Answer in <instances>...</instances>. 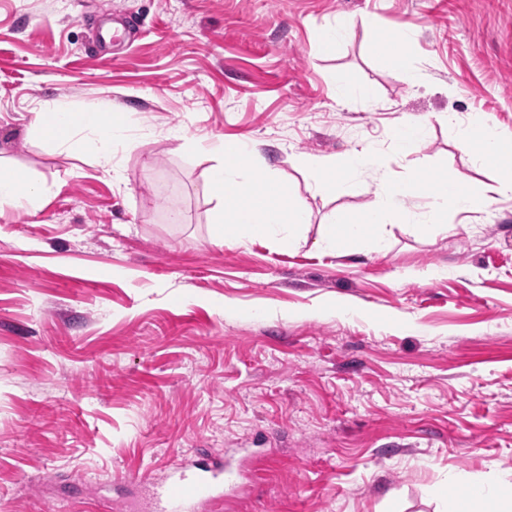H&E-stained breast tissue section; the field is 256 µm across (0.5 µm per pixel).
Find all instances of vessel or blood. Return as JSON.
<instances>
[{
    "label": "vessel or blood",
    "instance_id": "1",
    "mask_svg": "<svg viewBox=\"0 0 512 512\" xmlns=\"http://www.w3.org/2000/svg\"><path fill=\"white\" fill-rule=\"evenodd\" d=\"M238 476L213 455L179 464L154 490L152 512H210L223 505L225 494L235 492Z\"/></svg>",
    "mask_w": 512,
    "mask_h": 512
}]
</instances>
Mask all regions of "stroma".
I'll list each match as a JSON object with an SVG mask.
<instances>
[{
  "label": "stroma",
  "mask_w": 512,
  "mask_h": 512,
  "mask_svg": "<svg viewBox=\"0 0 512 512\" xmlns=\"http://www.w3.org/2000/svg\"><path fill=\"white\" fill-rule=\"evenodd\" d=\"M87 13L140 33L99 53ZM406 23L412 82L379 50ZM341 75L371 97L340 99ZM104 101L136 140L112 174L28 132ZM448 112L512 138V0H0V163L46 189L0 209V512H126L202 450L250 462L223 512H443L451 475H511L512 200ZM182 129L257 144L309 210L292 244H214L213 161ZM367 144L470 187L472 212L425 233L426 194L384 252L321 251L373 188L312 196L296 160ZM428 118L408 123L397 129L391 136L394 149L400 153H406L417 141L422 140L427 133Z\"/></svg>",
  "instance_id": "35a3bbf8"
}]
</instances>
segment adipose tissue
I'll list each match as a JSON object with an SVG mask.
<instances>
[{"label": "adipose tissue", "mask_w": 512, "mask_h": 512, "mask_svg": "<svg viewBox=\"0 0 512 512\" xmlns=\"http://www.w3.org/2000/svg\"><path fill=\"white\" fill-rule=\"evenodd\" d=\"M33 127L41 139L62 150L73 149L80 132L97 134L90 160L106 171L111 170L118 151L133 144L123 123L112 117L105 104L80 113L65 107L41 109L35 114ZM457 145L464 151L476 150L484 167L512 152V142L503 139L496 125L486 122L460 136ZM196 146L216 159L208 174L210 192L216 201L215 244L239 245L269 237L274 225L295 228L307 222V210L293 201L277 173L259 164L250 145L220 137L197 141ZM298 165L310 176V190L317 197L336 192L359 174L370 175L375 186V202L360 218L343 216L327 224L318 241L319 248L327 253L372 239L377 226L402 223L407 201L422 193L420 176L390 178L372 147L344 157L304 156ZM44 197L39 181L7 168L0 170V207L6 205L30 214L40 208ZM473 205L471 190L456 180H443L435 192L432 222L444 224L448 213H466ZM488 500L498 501L504 512H512V484L461 477L451 486L447 512H479L480 504Z\"/></svg>", "instance_id": "1"}]
</instances>
